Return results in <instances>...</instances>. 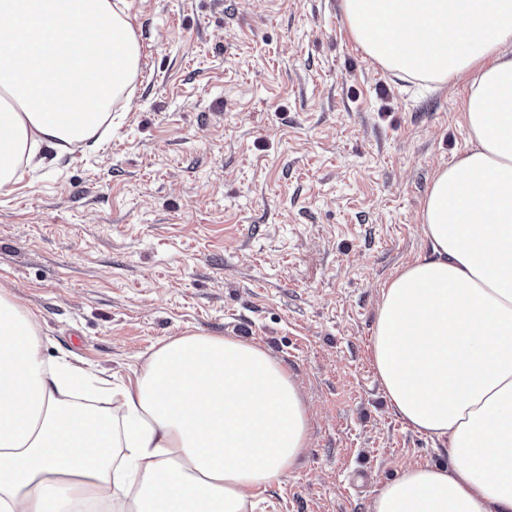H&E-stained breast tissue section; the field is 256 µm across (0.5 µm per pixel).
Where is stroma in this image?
Returning <instances> with one entry per match:
<instances>
[{"instance_id":"stroma-1","label":"stroma","mask_w":512,"mask_h":512,"mask_svg":"<svg viewBox=\"0 0 512 512\" xmlns=\"http://www.w3.org/2000/svg\"><path fill=\"white\" fill-rule=\"evenodd\" d=\"M127 3L129 109L0 194V287L46 357L116 381L176 336L267 350L310 444L247 512H368L402 466L448 460L389 406L371 339L385 283L431 253L421 209L467 145L468 81L392 76L342 0Z\"/></svg>"}]
</instances>
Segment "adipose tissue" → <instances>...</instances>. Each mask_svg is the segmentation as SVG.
Returning <instances> with one entry per match:
<instances>
[{
    "mask_svg": "<svg viewBox=\"0 0 512 512\" xmlns=\"http://www.w3.org/2000/svg\"><path fill=\"white\" fill-rule=\"evenodd\" d=\"M342 6L386 71L471 87L469 146L421 211L431 256L382 288L371 348L390 407L449 461L403 467L370 512H512V0ZM141 52L126 0H0V193L43 149L87 147ZM42 348L1 288L0 512H245L308 446L297 383L248 341L175 337L128 383Z\"/></svg>",
    "mask_w": 512,
    "mask_h": 512,
    "instance_id": "ef3b65f1",
    "label": "adipose tissue"
}]
</instances>
